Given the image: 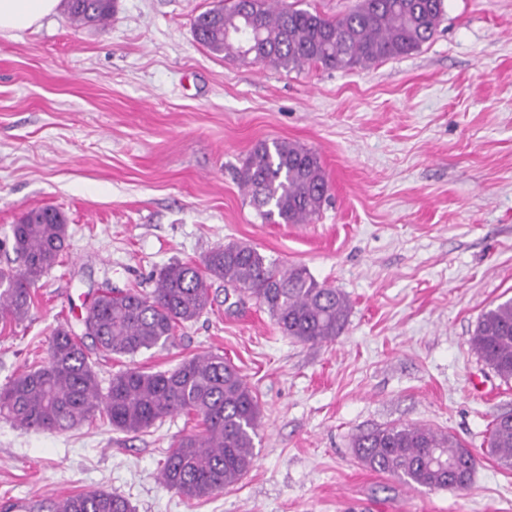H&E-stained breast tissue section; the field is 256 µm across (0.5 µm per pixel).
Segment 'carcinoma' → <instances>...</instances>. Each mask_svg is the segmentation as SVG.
<instances>
[{"label": "carcinoma", "instance_id": "cac0c4a2", "mask_svg": "<svg viewBox=\"0 0 512 512\" xmlns=\"http://www.w3.org/2000/svg\"><path fill=\"white\" fill-rule=\"evenodd\" d=\"M65 2L80 25L104 24L112 14L113 0ZM444 12L445 0H359L336 17L282 0H227L200 13L192 28L198 43L233 59L288 70L352 69L417 50L434 36ZM237 175L267 223L309 224L328 200L319 156L295 143L259 142ZM12 238L13 264L0 267L3 323L27 317L32 288L59 262L68 228L58 209L44 207L12 225ZM210 278L255 299L284 334L304 343L332 342L346 327L345 294L318 283L306 268L283 265L249 245L219 246L201 268L181 262L164 267L148 294L98 291L77 317L82 333L59 327L44 360L0 389V416L29 429L63 432L100 413L113 429L138 433L167 417L195 414L203 429L171 446L162 482L190 500L237 483L252 467L260 409L253 389L224 357L195 355L167 371L127 368L112 375L104 392L89 360L91 348L132 358L173 341L178 326L206 310ZM470 344L504 381L512 380V298L480 315ZM487 447L501 468L512 470V424L496 417ZM354 448L370 469L430 490L466 487L477 466L475 454L452 434L426 426L398 423L362 432ZM32 512H131V505L120 495L90 490L37 503Z\"/></svg>", "mask_w": 512, "mask_h": 512}]
</instances>
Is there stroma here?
Segmentation results:
<instances>
[{"label":"stroma","instance_id":"35a3bbf8","mask_svg":"<svg viewBox=\"0 0 512 512\" xmlns=\"http://www.w3.org/2000/svg\"><path fill=\"white\" fill-rule=\"evenodd\" d=\"M213 2L115 0L104 25L61 4L0 37V240L44 206L69 226L28 316L0 323V388L97 289L149 293L163 266L230 242L341 290L347 326L303 343L209 280L210 305L173 344L90 359L105 387L130 366L223 355L260 405L250 471L189 501L159 477L186 416L136 434L0 418V512L88 490L134 512H512V471L487 451L512 383L470 346L480 314L512 298V0H445L407 56L290 71L197 43L192 21ZM273 139L321 159L329 199L313 223H263L239 185L250 149ZM396 423L454 434L480 459L471 484L412 488L366 467L355 436Z\"/></svg>","mask_w":512,"mask_h":512}]
</instances>
